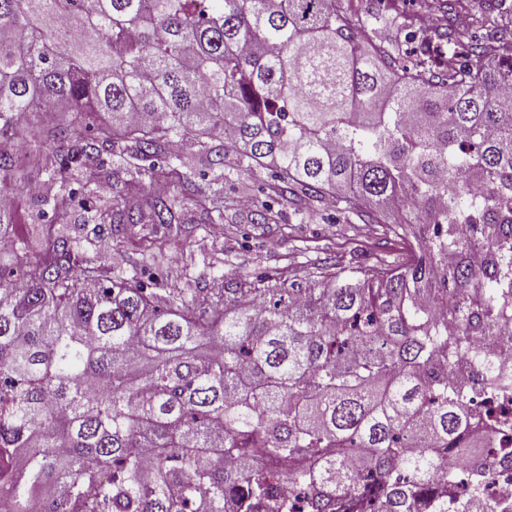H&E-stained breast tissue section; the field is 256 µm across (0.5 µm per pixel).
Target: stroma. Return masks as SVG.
<instances>
[{
    "instance_id": "obj_1",
    "label": "stroma",
    "mask_w": 512,
    "mask_h": 512,
    "mask_svg": "<svg viewBox=\"0 0 512 512\" xmlns=\"http://www.w3.org/2000/svg\"><path fill=\"white\" fill-rule=\"evenodd\" d=\"M270 175L269 169L261 168L222 178L217 170L198 167V189H223L236 206L224 214L223 235H213L211 225L201 221L172 241L156 274L161 287L180 288L189 279L202 288H232L240 281L256 283L274 273L308 287L318 266L370 264L402 255L401 239L383 235L376 224L335 223V209L322 203L299 211L286 205L274 221L251 222L258 188Z\"/></svg>"
}]
</instances>
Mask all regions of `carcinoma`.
Segmentation results:
<instances>
[{"label": "carcinoma", "instance_id": "cac0c4a2", "mask_svg": "<svg viewBox=\"0 0 512 512\" xmlns=\"http://www.w3.org/2000/svg\"><path fill=\"white\" fill-rule=\"evenodd\" d=\"M426 11L443 23L416 26ZM197 160L270 166L258 216L330 199L406 259L325 266L308 289L146 288L182 197L224 221ZM32 169L59 190L35 251L0 205V512L46 489L43 512H448L458 457L482 497L512 428L477 426L512 394L477 349L512 324L506 0H0V196ZM82 171L83 196L113 197L91 221L116 244L93 253L69 223ZM146 208L163 232L114 275ZM400 208L413 230L386 221Z\"/></svg>", "mask_w": 512, "mask_h": 512}]
</instances>
